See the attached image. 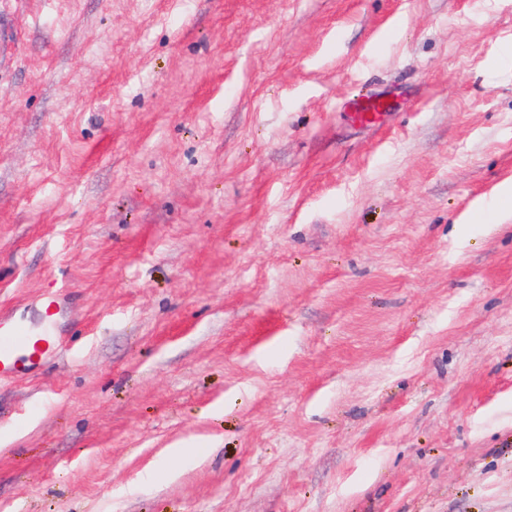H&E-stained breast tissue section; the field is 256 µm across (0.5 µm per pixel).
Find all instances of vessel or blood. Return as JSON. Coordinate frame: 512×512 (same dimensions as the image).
Returning <instances> with one entry per match:
<instances>
[{"label":"vessel or blood","instance_id":"1","mask_svg":"<svg viewBox=\"0 0 512 512\" xmlns=\"http://www.w3.org/2000/svg\"><path fill=\"white\" fill-rule=\"evenodd\" d=\"M388 105L387 98L377 96L351 105L355 123L361 127L376 126L380 113ZM58 337L46 330L43 337L31 338L27 329L13 319L0 318V378L32 373L42 355L55 348Z\"/></svg>","mask_w":512,"mask_h":512}]
</instances>
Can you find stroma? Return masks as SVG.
Wrapping results in <instances>:
<instances>
[{
	"label": "stroma",
	"mask_w": 512,
	"mask_h": 512,
	"mask_svg": "<svg viewBox=\"0 0 512 512\" xmlns=\"http://www.w3.org/2000/svg\"><path fill=\"white\" fill-rule=\"evenodd\" d=\"M4 13L0 512H512V0ZM389 100L379 95L367 101H355L350 107L355 123L361 127L378 125L380 113L387 108ZM32 342V351L25 353L32 341L31 334L20 323L11 318H0V378L32 373L41 361L42 355L50 348L54 349L60 339L48 329Z\"/></svg>",
	"instance_id": "stroma-1"
}]
</instances>
